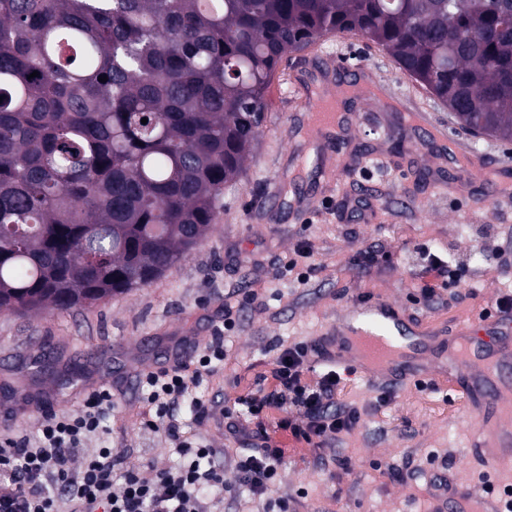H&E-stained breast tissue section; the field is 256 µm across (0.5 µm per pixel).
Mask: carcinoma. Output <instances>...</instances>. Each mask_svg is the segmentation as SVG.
<instances>
[{"label": "carcinoma", "instance_id": "carcinoma-1", "mask_svg": "<svg viewBox=\"0 0 512 512\" xmlns=\"http://www.w3.org/2000/svg\"><path fill=\"white\" fill-rule=\"evenodd\" d=\"M336 33L512 141V0H0V309L160 278L217 223L283 58Z\"/></svg>", "mask_w": 512, "mask_h": 512}]
</instances>
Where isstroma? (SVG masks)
Listing matches in <instances>:
<instances>
[{
    "label": "stroma",
    "instance_id": "35a3bbf8",
    "mask_svg": "<svg viewBox=\"0 0 512 512\" xmlns=\"http://www.w3.org/2000/svg\"><path fill=\"white\" fill-rule=\"evenodd\" d=\"M374 81L380 105L363 102L354 84ZM340 88L336 109L354 116L339 132L335 155L303 127V105ZM393 135H383L384 127ZM463 142L501 186L487 197L465 176L464 161L441 158L448 140ZM308 246L309 273L284 271ZM512 141L463 129L447 106L424 92L381 48L359 35L320 38L288 54L268 93L266 121L239 181L225 187L217 222L182 261L143 288L89 309L19 316L0 310V433H34L50 412H77L85 395L112 393L107 431L93 448H110L152 477L153 465L177 456L164 432L144 427L139 382L185 358L224 329V362L192 385L175 416L202 445L234 453L240 442L224 411L271 391V372L289 345L324 341L351 300L390 304L406 323L451 333L485 326V314L512 294ZM379 264L361 268L363 252ZM460 265L462 281L425 301L429 256ZM334 401L357 409L359 423L322 442L279 429L278 409L250 421L285 450L273 491L293 512H431L438 468L447 460L456 491L483 500L485 484L503 489L512 473L492 470L491 428L480 427L467 393L441 361L427 359L423 381L394 384L381 406V383L355 363L336 364ZM208 408L197 418L190 407Z\"/></svg>",
    "mask_w": 512,
    "mask_h": 512
}]
</instances>
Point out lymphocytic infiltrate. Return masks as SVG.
I'll return each mask as SVG.
<instances>
[{
  "label": "lymphocytic infiltrate",
  "instance_id": "f902f5d3",
  "mask_svg": "<svg viewBox=\"0 0 512 512\" xmlns=\"http://www.w3.org/2000/svg\"><path fill=\"white\" fill-rule=\"evenodd\" d=\"M311 351L305 343L285 348L272 371L274 391L246 400L244 410L226 411L229 432L239 433L244 422L266 409L284 411L291 406L302 409L305 424L285 418L280 427L296 440L309 443L351 430L360 415L350 408L333 407L340 383L336 371L307 380ZM223 361L224 339L216 336L189 360L141 375L144 424L164 430L181 457L180 463L157 469L154 479L124 468L111 449L85 448V441L101 432L112 406V394L106 389L92 391L78 413L44 415L35 435L1 438L0 512H209L204 492L211 487L222 488L232 498L248 492L263 501L265 512H288L287 501L270 497L284 451L268 434H257L253 447L237 451V480L228 484L216 470L203 465L217 456V449L183 436L173 417L174 407L190 385L211 375Z\"/></svg>",
  "mask_w": 512,
  "mask_h": 512
}]
</instances>
